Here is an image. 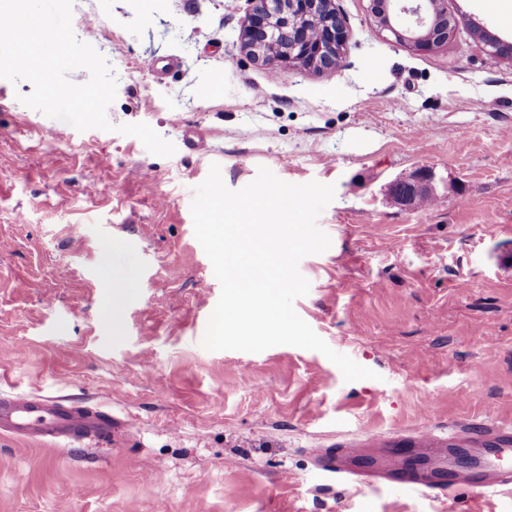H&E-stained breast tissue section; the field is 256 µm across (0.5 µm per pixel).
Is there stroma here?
Instances as JSON below:
<instances>
[{"label":"stroma","instance_id":"1","mask_svg":"<svg viewBox=\"0 0 512 512\" xmlns=\"http://www.w3.org/2000/svg\"><path fill=\"white\" fill-rule=\"evenodd\" d=\"M335 5L345 56L316 73L245 54L251 0H73L117 80L109 121L149 124L169 157L0 79V390L121 422L89 448L0 437V512H512V490L339 485L310 455L512 422V59L474 31L512 43V0H446L461 22L428 53L379 30L370 0ZM214 164L232 190L262 166L334 185L331 246L300 261L294 308L376 379L289 345L202 347L221 286L191 203ZM420 169L433 203L399 204L391 183ZM127 265L139 286L113 300L102 284Z\"/></svg>","mask_w":512,"mask_h":512}]
</instances>
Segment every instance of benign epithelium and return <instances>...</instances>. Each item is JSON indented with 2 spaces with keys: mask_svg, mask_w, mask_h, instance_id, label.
<instances>
[{
  "mask_svg": "<svg viewBox=\"0 0 512 512\" xmlns=\"http://www.w3.org/2000/svg\"><path fill=\"white\" fill-rule=\"evenodd\" d=\"M443 0H371V13L379 29L418 53L447 42L459 25L452 15L436 18ZM244 48L256 63L274 60L318 70L336 67L343 52L345 24L335 0H255L243 31ZM432 175L418 171L393 182L391 192L402 205L433 193Z\"/></svg>",
  "mask_w": 512,
  "mask_h": 512,
  "instance_id": "benign-epithelium-1",
  "label": "benign epithelium"
}]
</instances>
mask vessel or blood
Returning a JSON list of instances; mask_svg holds the SVG:
<instances>
[{"label":"vessel or blood","instance_id":"obj_1","mask_svg":"<svg viewBox=\"0 0 512 512\" xmlns=\"http://www.w3.org/2000/svg\"><path fill=\"white\" fill-rule=\"evenodd\" d=\"M117 420L105 409L84 410L64 404L62 398L36 394L0 393V435L34 438L54 445L111 436ZM431 432L414 429L410 439L393 442L386 448V469L398 483L425 495L452 496L461 487L481 492L512 490V425L503 434L484 440L482 432L468 438L476 459L467 472L451 467L444 454L429 450ZM317 467L332 480L343 483L354 475V467L376 459L366 458L359 448H317Z\"/></svg>","mask_w":512,"mask_h":512}]
</instances>
